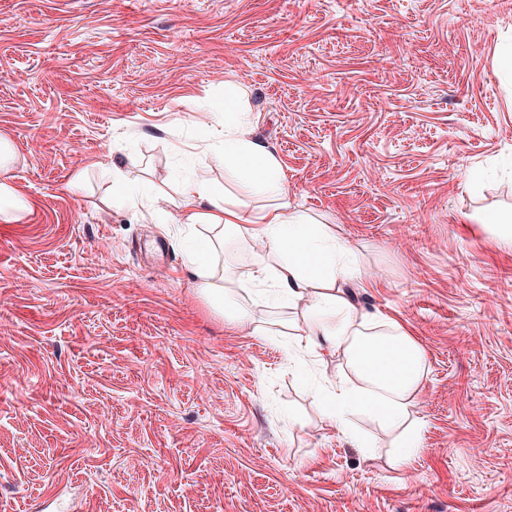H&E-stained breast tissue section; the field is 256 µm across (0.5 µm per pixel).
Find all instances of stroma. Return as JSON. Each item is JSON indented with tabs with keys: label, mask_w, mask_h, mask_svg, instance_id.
<instances>
[{
	"label": "stroma",
	"mask_w": 512,
	"mask_h": 512,
	"mask_svg": "<svg viewBox=\"0 0 512 512\" xmlns=\"http://www.w3.org/2000/svg\"><path fill=\"white\" fill-rule=\"evenodd\" d=\"M510 41L512 0H0V182L30 206L0 223V512H512V244L481 221L512 212ZM228 81L355 249L358 310L425 353L410 467L326 419L345 358L257 297L260 240L213 255L240 321L192 279L172 214L191 178L238 196Z\"/></svg>",
	"instance_id": "35a3bbf8"
}]
</instances>
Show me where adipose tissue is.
<instances>
[{"mask_svg": "<svg viewBox=\"0 0 512 512\" xmlns=\"http://www.w3.org/2000/svg\"><path fill=\"white\" fill-rule=\"evenodd\" d=\"M239 88L224 85V165L249 194L272 198V205L245 213L232 200L218 196L203 179L182 188L177 221L228 229L259 238L266 264L256 271L264 295L302 307L309 347L317 356L343 354L349 380H335L327 396L326 417L340 431L352 432L351 420L362 414L385 428L401 430L397 461L411 466L419 452V432L407 420L425 371L421 347L397 323L372 320L358 312L341 284L359 278L356 258L327 225L291 210L288 183L275 156L249 139V120L238 108ZM214 244L202 238L189 260L191 275L216 302H223L218 284L223 273L212 260Z\"/></svg>", "mask_w": 512, "mask_h": 512, "instance_id": "adipose-tissue-1", "label": "adipose tissue"}]
</instances>
